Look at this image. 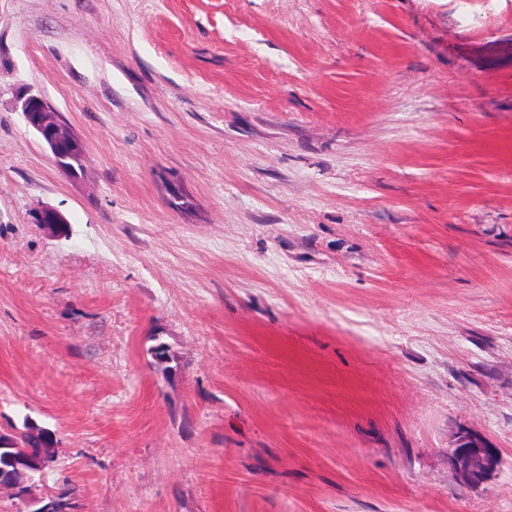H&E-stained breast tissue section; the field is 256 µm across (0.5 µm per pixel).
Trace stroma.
<instances>
[{
  "label": "stroma",
  "instance_id": "35a3bbf8",
  "mask_svg": "<svg viewBox=\"0 0 512 512\" xmlns=\"http://www.w3.org/2000/svg\"><path fill=\"white\" fill-rule=\"evenodd\" d=\"M27 420L57 455L28 498L72 512H512V0H0ZM461 428L502 455L477 487ZM21 110L26 124L41 136L58 166L66 160L64 149L79 148L84 154V148L80 146L71 128L51 111L40 95L30 94L23 98ZM455 479L468 486L484 483L500 467L501 456L481 436L467 429H460L454 445L449 448Z\"/></svg>",
  "mask_w": 512,
  "mask_h": 512
}]
</instances>
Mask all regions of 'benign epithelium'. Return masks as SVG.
<instances>
[{"instance_id": "benign-epithelium-1", "label": "benign epithelium", "mask_w": 512, "mask_h": 512, "mask_svg": "<svg viewBox=\"0 0 512 512\" xmlns=\"http://www.w3.org/2000/svg\"><path fill=\"white\" fill-rule=\"evenodd\" d=\"M22 114L26 124L35 130L49 147L54 161H65L63 150L80 147L71 128L62 122L56 113L39 95L30 94L23 98ZM37 221L57 231L65 219L53 207H43L37 212ZM455 479L468 486L484 483L500 467L501 456L481 436L461 429L457 432L454 445L448 451Z\"/></svg>"}]
</instances>
